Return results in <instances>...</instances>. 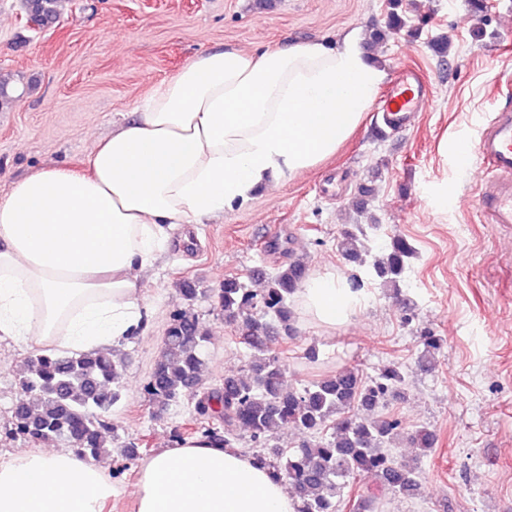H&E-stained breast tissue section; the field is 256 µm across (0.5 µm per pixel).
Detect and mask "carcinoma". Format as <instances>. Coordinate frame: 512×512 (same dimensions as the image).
Listing matches in <instances>:
<instances>
[{
	"instance_id": "obj_1",
	"label": "carcinoma",
	"mask_w": 512,
	"mask_h": 512,
	"mask_svg": "<svg viewBox=\"0 0 512 512\" xmlns=\"http://www.w3.org/2000/svg\"><path fill=\"white\" fill-rule=\"evenodd\" d=\"M61 0H20L26 20L39 28L56 23ZM342 255L362 264L369 256L365 238L347 232L338 243ZM413 248L403 238L392 239L386 254L373 261L376 277L387 288L399 290L400 278ZM307 275V265L296 259L253 293L234 278L217 292L224 320L233 325L239 343L252 356L245 376L226 375L224 386L202 392L195 404L199 416L224 421V433L215 428L205 437L226 445L246 433L260 446L256 458L288 482L299 500L298 512H339L343 490L363 474H375L379 483L366 486L353 504L355 512H383V492L408 498L420 487L416 466L396 459L387 448L401 427L395 417L379 418L375 411L403 397L402 366L391 363L374 377L355 366L325 374L299 389L286 381V368L273 348L262 317L272 313L284 337L293 333L294 313L289 301ZM209 336L185 311L173 314L163 350L146 386L149 401L165 410L187 391L198 387L206 369ZM418 364L433 369L443 348L441 337L420 336ZM125 365L110 351L53 357L30 356L24 364L22 394L14 408L16 433L40 441H60L84 455L96 457L106 448L102 430L112 407L121 399ZM291 424L309 436L296 448L276 441L281 427ZM437 439L427 427L417 428L409 440L416 455L433 451Z\"/></svg>"
}]
</instances>
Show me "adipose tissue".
Instances as JSON below:
<instances>
[{
  "instance_id": "adipose-tissue-1",
  "label": "adipose tissue",
  "mask_w": 512,
  "mask_h": 512,
  "mask_svg": "<svg viewBox=\"0 0 512 512\" xmlns=\"http://www.w3.org/2000/svg\"><path fill=\"white\" fill-rule=\"evenodd\" d=\"M386 73L354 37L253 54L202 52L86 160L37 171L0 199V342L48 353L117 348L152 315L140 288L176 232L333 156ZM303 313L345 326L362 290L333 273L297 292ZM109 470L70 449L0 456V512H111ZM135 512H296L253 456L196 434L140 468Z\"/></svg>"
}]
</instances>
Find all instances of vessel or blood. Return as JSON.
<instances>
[{
	"label": "vessel or blood",
	"mask_w": 512,
	"mask_h": 512,
	"mask_svg": "<svg viewBox=\"0 0 512 512\" xmlns=\"http://www.w3.org/2000/svg\"><path fill=\"white\" fill-rule=\"evenodd\" d=\"M429 103V92L417 71L399 72L383 104L384 123L398 129L411 125ZM490 177L478 197L487 223L512 227V107H499L478 140L471 145Z\"/></svg>",
	"instance_id": "1"
}]
</instances>
